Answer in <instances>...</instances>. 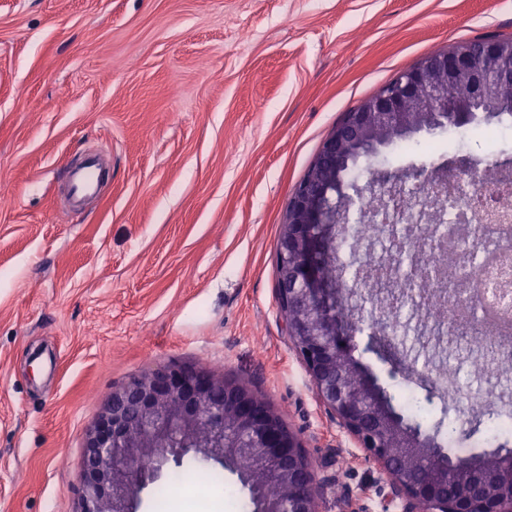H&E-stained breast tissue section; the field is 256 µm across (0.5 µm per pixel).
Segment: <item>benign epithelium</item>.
I'll return each mask as SVG.
<instances>
[{"label":"benign epithelium","mask_w":512,"mask_h":512,"mask_svg":"<svg viewBox=\"0 0 512 512\" xmlns=\"http://www.w3.org/2000/svg\"><path fill=\"white\" fill-rule=\"evenodd\" d=\"M471 80L479 93L512 101V39L460 41L400 71L360 102L323 141L295 187L280 225L277 299L286 333L304 361L320 403L379 469L377 483L400 512H512V450L487 448L479 471L461 470L448 492L447 451L381 402L374 381L342 345L322 270L323 232L335 222L332 184L343 143L360 146L377 130L400 132L467 124L448 85ZM246 384L206 368L171 363L132 377L103 406L85 436L76 512H139L141 493L170 465L202 463L264 468L285 493L252 489L255 512H320L326 485L301 439Z\"/></svg>","instance_id":"benign-epithelium-1"}]
</instances>
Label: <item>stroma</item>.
<instances>
[{
  "label": "stroma",
  "mask_w": 512,
  "mask_h": 512,
  "mask_svg": "<svg viewBox=\"0 0 512 512\" xmlns=\"http://www.w3.org/2000/svg\"><path fill=\"white\" fill-rule=\"evenodd\" d=\"M512 39V0H0V512H75L87 429L115 388L177 361L238 377L301 438L331 484L322 512H396L320 404L279 312L276 246L294 188L324 139L398 72L458 41ZM499 118L453 145L452 127L386 147L368 181L419 166L455 172L495 154ZM111 155L100 204L60 203L63 169ZM342 339L395 401L425 402L424 428L477 432L493 408L449 405L418 338L384 340V305L345 279ZM142 493L172 512L198 472Z\"/></svg>",
  "instance_id": "obj_1"
}]
</instances>
